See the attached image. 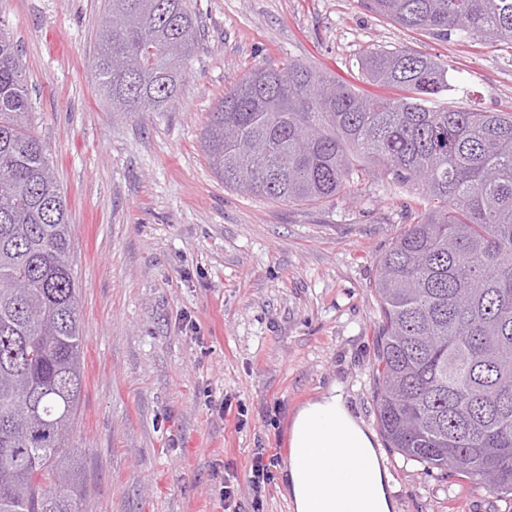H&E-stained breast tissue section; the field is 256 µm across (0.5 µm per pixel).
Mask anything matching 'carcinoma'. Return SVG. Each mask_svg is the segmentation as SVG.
I'll return each instance as SVG.
<instances>
[{"mask_svg":"<svg viewBox=\"0 0 512 512\" xmlns=\"http://www.w3.org/2000/svg\"><path fill=\"white\" fill-rule=\"evenodd\" d=\"M446 40L512 46V0H364ZM98 85L123 112H163L196 41L187 0H105ZM364 98L300 62L256 68L203 133L224 186L288 203L352 195L366 177L421 187L417 223L380 259L377 421L407 461L455 474L512 512V112L435 109L448 64L371 49ZM18 45L0 28V512H82L72 431L84 336L71 225L32 130ZM63 470L68 481L54 483Z\"/></svg>","mask_w":512,"mask_h":512,"instance_id":"1","label":"carcinoma"}]
</instances>
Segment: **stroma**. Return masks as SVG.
Returning a JSON list of instances; mask_svg holds the SVG:
<instances>
[{
    "mask_svg": "<svg viewBox=\"0 0 512 512\" xmlns=\"http://www.w3.org/2000/svg\"><path fill=\"white\" fill-rule=\"evenodd\" d=\"M104 7L0 0L72 226L82 509L224 512L225 476L246 484L258 448L285 459L292 414L332 386L377 432L378 262L418 217L409 190L374 179L320 204L225 187L202 143L225 89L297 60L373 94L361 56L407 48L448 64L435 107L512 112V49L438 40L359 0H189L197 42L174 100L116 112L93 72ZM375 446L396 512H504L495 493Z\"/></svg>",
    "mask_w": 512,
    "mask_h": 512,
    "instance_id": "1",
    "label": "stroma"
}]
</instances>
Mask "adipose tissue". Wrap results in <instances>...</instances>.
Here are the masks:
<instances>
[{
    "label": "adipose tissue",
    "mask_w": 512,
    "mask_h": 512,
    "mask_svg": "<svg viewBox=\"0 0 512 512\" xmlns=\"http://www.w3.org/2000/svg\"><path fill=\"white\" fill-rule=\"evenodd\" d=\"M279 481L292 512H394L370 433L335 389L291 417Z\"/></svg>",
    "instance_id": "adipose-tissue-1"
}]
</instances>
